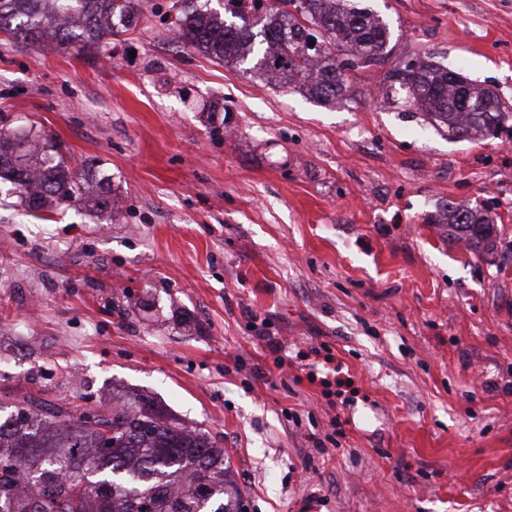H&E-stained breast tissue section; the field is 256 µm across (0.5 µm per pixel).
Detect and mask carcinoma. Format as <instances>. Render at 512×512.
Segmentation results:
<instances>
[{
	"label": "carcinoma",
	"mask_w": 512,
	"mask_h": 512,
	"mask_svg": "<svg viewBox=\"0 0 512 512\" xmlns=\"http://www.w3.org/2000/svg\"><path fill=\"white\" fill-rule=\"evenodd\" d=\"M178 38L233 66L247 65L277 85L301 83L322 103L352 98L371 67L385 65L390 30L355 0H226L224 13L199 0L170 4ZM147 19L142 0H0V34L8 40L91 49ZM316 33L323 51L307 55ZM436 126L456 138L512 122V108L490 89L427 56L416 68L385 71ZM70 162L41 136L0 131V179L11 183L29 214L47 221L59 207L82 205L114 220L112 182ZM448 236L490 250L494 224L479 211L444 205ZM0 512H241L224 478V449L209 433L166 420L146 401L73 413L64 401L32 397L0 409Z\"/></svg>",
	"instance_id": "1"
}]
</instances>
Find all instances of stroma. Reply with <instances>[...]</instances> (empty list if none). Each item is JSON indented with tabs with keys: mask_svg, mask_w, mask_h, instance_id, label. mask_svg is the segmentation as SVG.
Listing matches in <instances>:
<instances>
[{
	"mask_svg": "<svg viewBox=\"0 0 512 512\" xmlns=\"http://www.w3.org/2000/svg\"><path fill=\"white\" fill-rule=\"evenodd\" d=\"M168 3L91 51L0 37V130L119 200L41 221L0 180V405L148 395L223 448L243 512H512V127L454 138L377 67L320 105L175 40ZM361 4L389 64L512 107V0ZM448 202L492 251L449 241ZM332 362L340 403L308 379ZM439 224H448V236L466 239L474 250H490L494 238V224L479 211L460 209L453 204H445L438 219Z\"/></svg>",
	"mask_w": 512,
	"mask_h": 512,
	"instance_id": "35a3bbf8",
	"label": "stroma"
}]
</instances>
